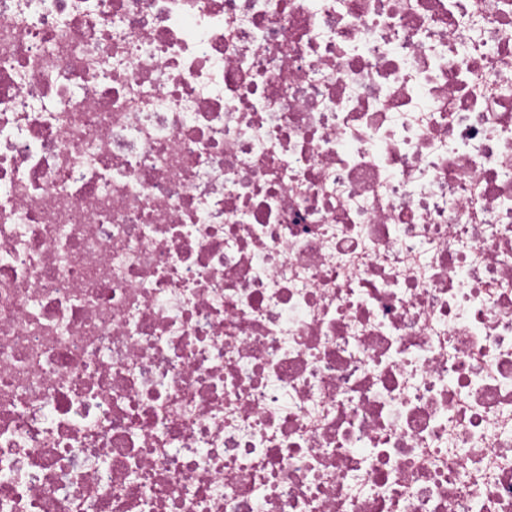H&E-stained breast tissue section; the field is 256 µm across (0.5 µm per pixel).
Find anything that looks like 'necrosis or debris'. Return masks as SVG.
<instances>
[{"mask_svg": "<svg viewBox=\"0 0 512 512\" xmlns=\"http://www.w3.org/2000/svg\"><path fill=\"white\" fill-rule=\"evenodd\" d=\"M0 512H512V0H0Z\"/></svg>", "mask_w": 512, "mask_h": 512, "instance_id": "1", "label": "necrosis or debris"}]
</instances>
